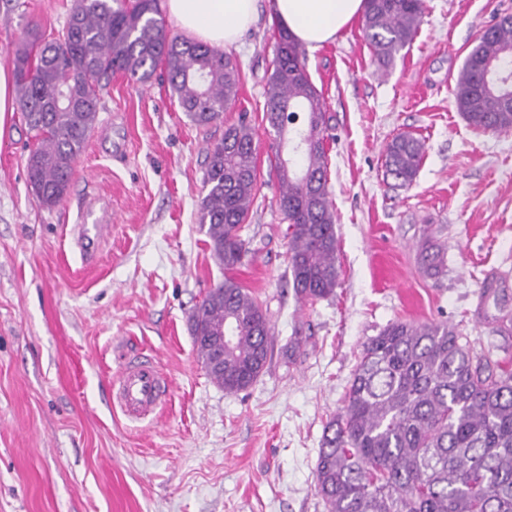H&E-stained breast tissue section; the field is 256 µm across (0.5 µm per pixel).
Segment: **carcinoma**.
Wrapping results in <instances>:
<instances>
[{"instance_id":"cac0c4a2","label":"carcinoma","mask_w":512,"mask_h":512,"mask_svg":"<svg viewBox=\"0 0 512 512\" xmlns=\"http://www.w3.org/2000/svg\"><path fill=\"white\" fill-rule=\"evenodd\" d=\"M423 10V0H366L362 28L380 65L413 40ZM160 65L194 124L224 122L239 67L207 43L170 34L160 0H72L58 38L23 29L13 49L14 87L33 140L26 167L40 205L54 207L69 193L97 123L102 81L121 72L145 84ZM455 105L476 130L512 131V18H499L466 55ZM263 112L276 134L268 175L280 186L278 206L289 224L292 288L313 302L333 294L338 281L327 119L305 49L283 30ZM256 140L243 114L206 148L200 224L227 272L245 255L240 232L260 176ZM423 155L419 139L400 134L386 148V173L409 185ZM419 263L430 277L446 266V252L431 236ZM190 332L206 368L207 337H233L216 379L227 394L250 386L273 354L262 304L228 276L196 307ZM315 478L326 512H512V369H491L446 323H389L363 345L343 410L325 428Z\"/></svg>"}]
</instances>
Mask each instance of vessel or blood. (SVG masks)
<instances>
[{
	"mask_svg": "<svg viewBox=\"0 0 512 512\" xmlns=\"http://www.w3.org/2000/svg\"><path fill=\"white\" fill-rule=\"evenodd\" d=\"M81 217L78 241L84 257L89 259L97 253L107 227L93 208H84ZM167 384V377L154 360L131 361L114 378L115 403L126 417L144 418L162 411L164 402L161 393Z\"/></svg>",
	"mask_w": 512,
	"mask_h": 512,
	"instance_id": "b4317fda",
	"label": "vessel or blood"
}]
</instances>
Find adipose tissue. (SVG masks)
Here are the masks:
<instances>
[{
	"label": "adipose tissue",
	"mask_w": 512,
	"mask_h": 512,
	"mask_svg": "<svg viewBox=\"0 0 512 512\" xmlns=\"http://www.w3.org/2000/svg\"><path fill=\"white\" fill-rule=\"evenodd\" d=\"M262 8L315 51L362 13L364 0H166L168 15L187 35L219 50L235 46Z\"/></svg>",
	"instance_id": "adipose-tissue-1"
}]
</instances>
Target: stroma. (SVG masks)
<instances>
[{
	"mask_svg": "<svg viewBox=\"0 0 512 512\" xmlns=\"http://www.w3.org/2000/svg\"><path fill=\"white\" fill-rule=\"evenodd\" d=\"M70 5L0 0V66L12 68L26 25L56 38ZM504 12L512 0H424L417 35L386 69L357 19L307 52L329 117L339 269L334 293L314 302L294 294L288 222L266 174L278 25L260 16L232 50L240 83L224 122L248 113L262 173L233 276L262 302L274 341L263 374L233 395L207 374L189 332L224 280L198 221L205 149L221 129L193 124L158 81L113 74L68 195L45 209L13 112L0 127V512H325L315 488L324 430L364 343L387 324L447 323L474 353L512 364V132L475 130L455 106L466 54ZM402 133L425 149L407 187L384 165ZM88 203L109 226L90 266L75 231ZM428 234L447 247L435 278L418 262ZM492 276L508 289L487 301ZM144 355L170 387L159 416L131 421L111 403L112 381Z\"/></svg>",
	"mask_w": 512,
	"mask_h": 512,
	"instance_id": "1",
	"label": "stroma"
}]
</instances>
